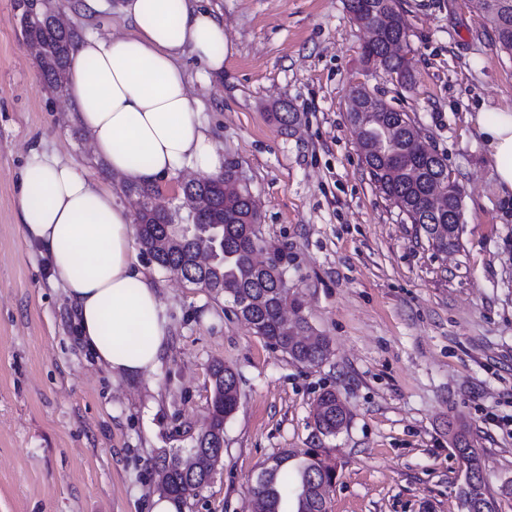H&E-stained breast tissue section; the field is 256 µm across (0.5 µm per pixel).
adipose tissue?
<instances>
[{
    "label": "adipose tissue",
    "mask_w": 512,
    "mask_h": 512,
    "mask_svg": "<svg viewBox=\"0 0 512 512\" xmlns=\"http://www.w3.org/2000/svg\"><path fill=\"white\" fill-rule=\"evenodd\" d=\"M120 12L130 34L85 33L69 60V104L94 154L131 184H157L182 165L223 173L181 65L190 52L204 75L223 72V18L200 0H122ZM473 122L498 193L512 197V109L482 111ZM19 185L22 233L69 297L82 343L115 374L153 371L168 321L138 260L126 207L78 164L51 156H34Z\"/></svg>",
    "instance_id": "obj_1"
}]
</instances>
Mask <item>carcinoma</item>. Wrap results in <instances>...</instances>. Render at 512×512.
Listing matches in <instances>:
<instances>
[{"label":"carcinoma","instance_id":"carcinoma-1","mask_svg":"<svg viewBox=\"0 0 512 512\" xmlns=\"http://www.w3.org/2000/svg\"><path fill=\"white\" fill-rule=\"evenodd\" d=\"M474 3L491 24L495 45L512 54V0H494L491 9L484 6L483 0ZM347 8L354 20L370 33L362 47V62L396 75L401 86H410L412 72L404 53L407 31L400 0H347ZM23 36L41 48L38 65L44 81L56 91L64 90L69 57L76 45L74 28L59 26L54 14L40 10L23 29ZM355 92L357 97L372 102L376 110L374 123L360 137L362 156L372 180L400 211L409 213L411 223L420 226L435 250L446 253L457 248L458 225L448 223V185L456 181L451 178L444 159L435 160L416 152V137L420 133L408 113L372 96L364 86ZM233 168L232 163L225 165L224 173L200 180L190 190L202 204L198 221L220 225L218 242L223 247V263L218 268L224 273V295L231 299L235 314L268 345L286 354L293 363L318 366L331 355V341L326 336L313 335L311 326L301 315L292 331L283 329L281 309L291 304L299 312L302 303L281 286V275L285 274L281 264L267 270L255 264L252 254L260 243L255 201L242 185L228 195L222 190V184L232 180ZM170 221L167 212L161 209L151 207L141 212L138 240L142 249L153 253L159 267L190 284L212 278L211 273L205 274L191 263L192 254L205 243L203 238H185L179 247L168 251L154 248ZM212 376L207 432L197 437L186 454L164 455L155 463L160 482L177 499L197 495L209 481L224 454V422L238 405V382L232 369L215 364ZM313 417L317 432L327 437L336 435L349 422L350 413L335 392L326 390L316 400ZM448 441L472 474L462 504L469 505V512H497L496 500L487 491L480 457L467 425L460 421L449 428ZM290 458L288 452L282 451L264 463L257 476L260 485L252 490L255 512H328V501L314 490L313 483L332 485L336 478L335 464L314 449L290 477ZM288 506L292 510H286Z\"/></svg>","mask_w":512,"mask_h":512}]
</instances>
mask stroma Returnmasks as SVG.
Masks as SVG:
<instances>
[{"mask_svg": "<svg viewBox=\"0 0 512 512\" xmlns=\"http://www.w3.org/2000/svg\"><path fill=\"white\" fill-rule=\"evenodd\" d=\"M224 19V71L191 94L225 162L260 211L267 251L332 354L292 363L215 295L140 261L169 319L156 369L112 376L82 346L70 302L18 222L33 153L80 164L126 200L67 92L43 83L14 0H0V512H147L162 454L191 447L212 398L210 367L237 375L224 456L180 512H252L251 487L281 451L336 464L329 512H462V420L498 512H512V201L499 195L470 120L512 106V55L472 0H401L404 88L360 62L365 29L346 0H201ZM362 83L405 110L462 194L459 246L441 253L376 187L348 112ZM287 103L288 129L271 117ZM335 390L346 428L318 435L312 409Z\"/></svg>", "mask_w": 512, "mask_h": 512, "instance_id": "35a3bbf8", "label": "stroma"}]
</instances>
